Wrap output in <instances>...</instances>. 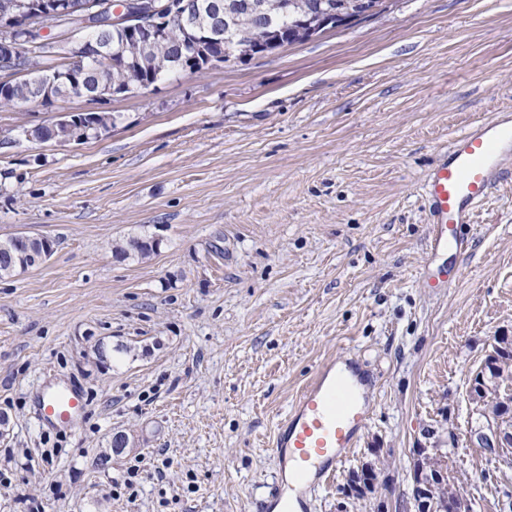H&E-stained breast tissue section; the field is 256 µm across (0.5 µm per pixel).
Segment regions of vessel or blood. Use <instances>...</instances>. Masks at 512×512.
Wrapping results in <instances>:
<instances>
[{"mask_svg": "<svg viewBox=\"0 0 512 512\" xmlns=\"http://www.w3.org/2000/svg\"><path fill=\"white\" fill-rule=\"evenodd\" d=\"M512 176V113L503 111L456 136L445 159L430 172L424 186L427 206L426 265L420 277L428 288H444L455 271L435 272L440 254L461 258L471 252L468 229L475 212L492 191ZM352 366L341 357L325 363L300 391L277 430L275 448L288 454V472L265 497L267 512H305L304 491L325 484L344 462L368 424L366 400ZM88 407L82 391L54 385L37 397L43 425L71 429Z\"/></svg>", "mask_w": 512, "mask_h": 512, "instance_id": "1", "label": "vessel or blood"}]
</instances>
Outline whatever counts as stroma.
<instances>
[{
  "label": "stroma",
  "mask_w": 512,
  "mask_h": 512,
  "mask_svg": "<svg viewBox=\"0 0 512 512\" xmlns=\"http://www.w3.org/2000/svg\"><path fill=\"white\" fill-rule=\"evenodd\" d=\"M386 5L104 105L0 107V238L54 242L0 278V512H264L278 424L347 353L376 381L371 418L310 512H366L343 487L372 448L388 453L389 512H406L416 448L448 430L470 512H503L512 468L470 444L468 388L512 334V182L477 212L456 283L432 291L419 271L426 173L512 110V0ZM100 109L121 121L81 143L15 132ZM142 234L155 255L115 257ZM53 378L89 397L74 429L35 417ZM119 430L133 443L116 454Z\"/></svg>",
  "instance_id": "1"
}]
</instances>
